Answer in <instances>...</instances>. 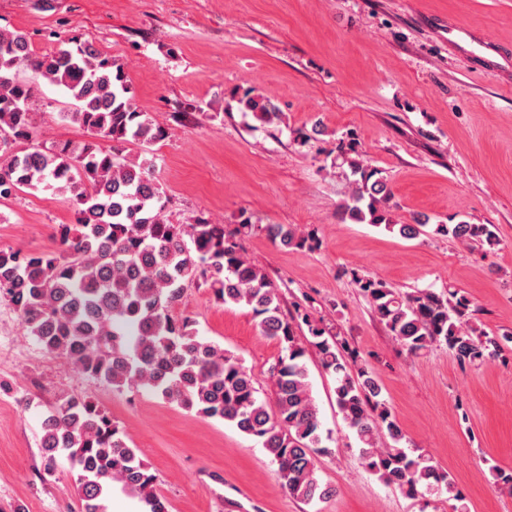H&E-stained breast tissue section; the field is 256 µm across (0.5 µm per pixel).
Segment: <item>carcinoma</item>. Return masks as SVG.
Wrapping results in <instances>:
<instances>
[{"instance_id": "obj_1", "label": "carcinoma", "mask_w": 512, "mask_h": 512, "mask_svg": "<svg viewBox=\"0 0 512 512\" xmlns=\"http://www.w3.org/2000/svg\"><path fill=\"white\" fill-rule=\"evenodd\" d=\"M42 82L71 99L60 116L80 126L85 138L40 139L34 104ZM239 104L264 123L280 119L252 91ZM167 137V129L138 107L124 65L93 42L73 34L37 53L24 33L0 29V202L42 188L62 196L74 214L73 223L60 226L55 251L0 248V302L17 312L44 351L66 357L81 374L118 389L147 388L257 439L283 487L307 503L329 494L316 461L334 453L309 383L308 357L314 355L335 379L336 405L365 467L411 498L444 492L455 501L453 512H470L448 473L402 447L405 434L366 360L341 331L300 305L284 314L280 288L235 239L260 231L276 246L303 248L312 235L293 224L262 226L246 218L234 235L204 215L188 224L169 220L153 160L127 152L129 145ZM352 153L341 149L340 166L352 177L342 217L406 239L432 233L478 247L498 244L493 224L395 223L386 179ZM355 283L411 355L442 347L461 365L479 366L512 340L475 327L471 301L455 288L402 293L369 276ZM193 284L208 288L221 305L248 308L262 335L279 344L268 368L270 396H259L257 380L237 356L198 336L191 320L173 317ZM40 448L47 469L60 457L69 463L80 512H109L117 485L138 498L143 512H167L149 467L97 402L60 396L45 416ZM489 472L512 495V470L493 465Z\"/></svg>"}]
</instances>
